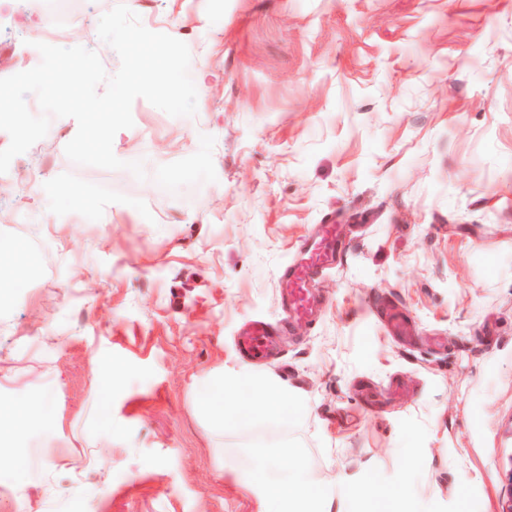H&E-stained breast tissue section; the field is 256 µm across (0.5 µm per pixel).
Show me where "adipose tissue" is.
<instances>
[{
  "instance_id": "1",
  "label": "adipose tissue",
  "mask_w": 512,
  "mask_h": 512,
  "mask_svg": "<svg viewBox=\"0 0 512 512\" xmlns=\"http://www.w3.org/2000/svg\"><path fill=\"white\" fill-rule=\"evenodd\" d=\"M241 375L229 374L213 385L202 399L205 413L216 423L236 422L252 414L276 423L298 412L300 404L288 396L286 389L271 380L253 386L251 396H243ZM37 412L18 397L0 402V460L13 458V434L35 422ZM255 481L262 490V512H320L318 505L325 499L320 484L310 482L302 463L283 466L278 458L266 459L259 467Z\"/></svg>"
}]
</instances>
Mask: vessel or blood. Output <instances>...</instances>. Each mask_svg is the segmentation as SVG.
<instances>
[{
	"mask_svg": "<svg viewBox=\"0 0 512 512\" xmlns=\"http://www.w3.org/2000/svg\"><path fill=\"white\" fill-rule=\"evenodd\" d=\"M317 242L301 257L285 267L281 275L280 303L288 320L312 322L319 310L320 299L312 286L315 275L332 268L336 258L337 227L322 224L317 229ZM277 326L255 321L248 324L237 341L236 350L243 361L261 363L277 347Z\"/></svg>",
	"mask_w": 512,
	"mask_h": 512,
	"instance_id": "vessel-or-blood-1",
	"label": "vessel or blood"
}]
</instances>
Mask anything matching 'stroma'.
Returning a JSON list of instances; mask_svg holds the SVG:
<instances>
[{
	"label": "stroma",
	"instance_id": "obj_1",
	"mask_svg": "<svg viewBox=\"0 0 512 512\" xmlns=\"http://www.w3.org/2000/svg\"><path fill=\"white\" fill-rule=\"evenodd\" d=\"M118 2L75 0L48 34L25 25L34 0H0V78L42 41L115 74L98 23ZM130 9L206 86L191 117L133 102L113 152L146 180L69 161L71 117L0 174V245L50 244L41 275L0 285V401L48 411L25 429L43 456L0 466V512H260L250 477L272 455L330 512H363L374 483L416 512H512V0ZM328 219L346 252L322 314L243 363L241 327L282 321L280 270ZM231 370L300 412L215 425L199 403Z\"/></svg>",
	"mask_w": 512,
	"mask_h": 512
}]
</instances>
